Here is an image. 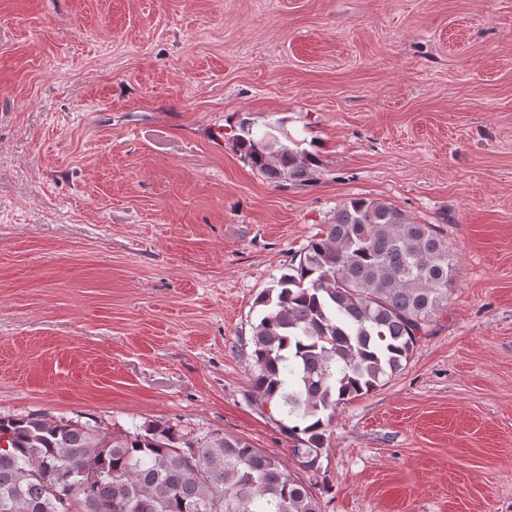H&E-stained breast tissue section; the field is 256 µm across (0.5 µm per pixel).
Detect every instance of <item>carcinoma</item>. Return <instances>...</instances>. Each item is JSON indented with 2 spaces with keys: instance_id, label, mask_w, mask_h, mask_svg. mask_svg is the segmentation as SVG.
<instances>
[{
  "instance_id": "1",
  "label": "carcinoma",
  "mask_w": 512,
  "mask_h": 512,
  "mask_svg": "<svg viewBox=\"0 0 512 512\" xmlns=\"http://www.w3.org/2000/svg\"><path fill=\"white\" fill-rule=\"evenodd\" d=\"M248 124L236 150L269 182L310 181L316 158ZM456 259L435 224L353 197L254 305L253 392L312 469L336 407L385 385L448 309ZM0 512H318L279 455L238 436L151 422L118 436L73 419L0 416Z\"/></svg>"
}]
</instances>
